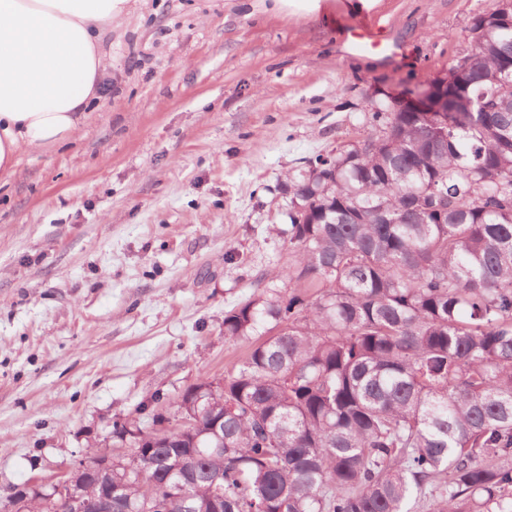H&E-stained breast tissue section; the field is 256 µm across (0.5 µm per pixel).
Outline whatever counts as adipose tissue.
Masks as SVG:
<instances>
[{
    "label": "adipose tissue",
    "mask_w": 512,
    "mask_h": 512,
    "mask_svg": "<svg viewBox=\"0 0 512 512\" xmlns=\"http://www.w3.org/2000/svg\"><path fill=\"white\" fill-rule=\"evenodd\" d=\"M129 2L0 0V175L81 131L107 67L103 31Z\"/></svg>",
    "instance_id": "adipose-tissue-1"
}]
</instances>
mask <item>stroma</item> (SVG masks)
Returning a JSON list of instances; mask_svg holds the SVG:
<instances>
[{"label": "stroma", "instance_id": "stroma-1", "mask_svg": "<svg viewBox=\"0 0 512 512\" xmlns=\"http://www.w3.org/2000/svg\"><path fill=\"white\" fill-rule=\"evenodd\" d=\"M490 5L338 0L327 21L132 0L82 131L0 176V496L223 379L247 350L225 343V311L288 264V174L370 133L371 101L442 77ZM365 27L397 53L344 42Z\"/></svg>", "mask_w": 512, "mask_h": 512}]
</instances>
